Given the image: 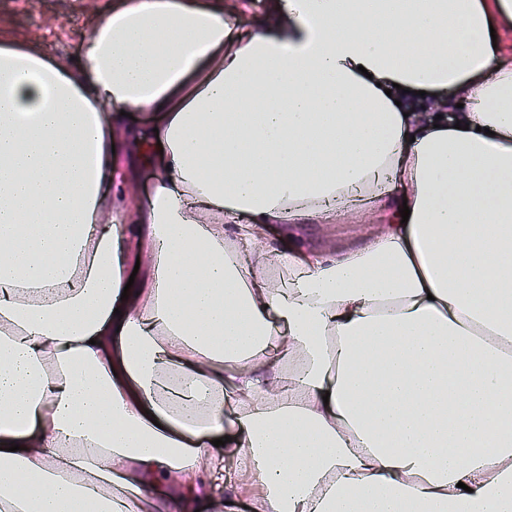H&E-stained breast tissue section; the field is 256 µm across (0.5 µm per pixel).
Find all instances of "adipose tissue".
<instances>
[{
	"instance_id": "1",
	"label": "adipose tissue",
	"mask_w": 512,
	"mask_h": 512,
	"mask_svg": "<svg viewBox=\"0 0 512 512\" xmlns=\"http://www.w3.org/2000/svg\"><path fill=\"white\" fill-rule=\"evenodd\" d=\"M248 8L117 0L75 70L0 41V512H512V0ZM448 96L451 99V103L447 104L446 110L436 106L439 97L431 94L425 95V98H422L420 95L407 96L404 98V102L414 112H439L436 114L443 115V121L446 124H450L458 112H463L467 108V103L459 95H443L446 100H448ZM457 103H462L463 107L457 108ZM376 229L375 224H358L355 220H338L333 224H307L304 236L314 250L327 248L344 252L361 247Z\"/></svg>"
}]
</instances>
